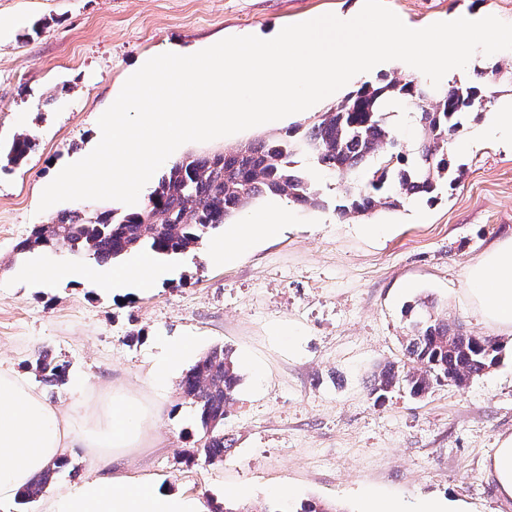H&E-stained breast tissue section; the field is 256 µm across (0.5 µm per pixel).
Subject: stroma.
Segmentation results:
<instances>
[{"label":"stroma","instance_id":"35a3bbf8","mask_svg":"<svg viewBox=\"0 0 512 512\" xmlns=\"http://www.w3.org/2000/svg\"><path fill=\"white\" fill-rule=\"evenodd\" d=\"M410 25L473 10L474 0H386ZM362 0H0V366L25 374L51 405L69 409L77 394L95 399L135 394L156 420L120 466L150 474L171 489L223 504L244 494L267 512L287 503L330 501L360 512L371 492L409 504L460 501L467 512H512L485 463L512 434V338L499 362L462 388L433 387L421 397L394 389L370 392L379 366L398 361L412 318L409 305L437 300L436 316L476 336L491 330L464 288L467 269L487 245L512 235V144L479 138L486 113L466 116L448 155L459 173L433 200H416L366 217H340L347 181H319L323 207L291 206L284 232L260 238L238 259L208 258L223 230L191 251L166 259L157 287L134 298L88 283H41L22 275L30 255L80 267L87 259L63 248L17 244L58 213L39 210L37 188L82 152L112 89L145 55L171 42L184 46L258 35ZM480 81L490 101L512 96V51L479 56L463 83ZM477 137L468 154L458 139ZM31 148L16 164L12 143ZM384 224L386 239L361 231ZM183 339L196 356L230 350L242 380L224 420L236 444L206 462L197 411L180 377L151 382L146 371L162 341ZM66 366L57 387L41 385L38 352Z\"/></svg>","mask_w":512,"mask_h":512}]
</instances>
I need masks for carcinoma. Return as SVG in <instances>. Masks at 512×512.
<instances>
[{
  "label": "carcinoma",
  "mask_w": 512,
  "mask_h": 512,
  "mask_svg": "<svg viewBox=\"0 0 512 512\" xmlns=\"http://www.w3.org/2000/svg\"><path fill=\"white\" fill-rule=\"evenodd\" d=\"M396 100L411 108L424 130L411 154L400 148L389 122ZM486 103L477 83L435 89L412 79L384 76L349 93L305 127L255 139L224 155L175 163L137 212L108 210L93 215L77 207L36 228L33 238L22 241L18 250L39 244L61 246L99 264L141 248L159 256L182 254L246 205L269 194L298 205H323L319 187L296 167L297 157L314 168L350 176L336 205L342 216L401 207L408 199L433 194L443 181L456 183L448 159V137L462 127V115L482 112ZM435 307L432 298L419 303L403 360L380 369L371 384L372 393L382 396L402 387L421 396L450 379L477 377L498 362V342L451 326L435 316ZM35 369L49 387L62 383L66 372L64 365L43 352L35 360ZM239 382L238 366L222 347L208 351L182 380L184 396L197 408L200 447L208 460L223 458L233 447L234 440L224 436V416ZM55 473V468H47L21 500L30 503L39 498Z\"/></svg>",
  "instance_id": "1"
}]
</instances>
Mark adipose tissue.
<instances>
[{
    "label": "adipose tissue",
    "instance_id": "adipose-tissue-1",
    "mask_svg": "<svg viewBox=\"0 0 512 512\" xmlns=\"http://www.w3.org/2000/svg\"><path fill=\"white\" fill-rule=\"evenodd\" d=\"M288 221L281 198L268 196L262 208L225 229L224 242L211 257L223 262L236 259L256 239L272 235ZM156 265V254L144 252L84 275L52 264L39 266L37 273L45 279L84 276L123 296L132 286L143 293L154 288ZM467 284L484 321L498 333L512 335V237L494 242L469 265ZM148 421L134 396L115 393L98 405L87 426L73 430L66 414L46 402L19 373L0 368V501L18 499L35 476L66 463L74 449L83 448L88 452L89 477L72 487L52 489L46 512H205L194 495L113 472L117 452L135 447Z\"/></svg>",
    "mask_w": 512,
    "mask_h": 512
}]
</instances>
